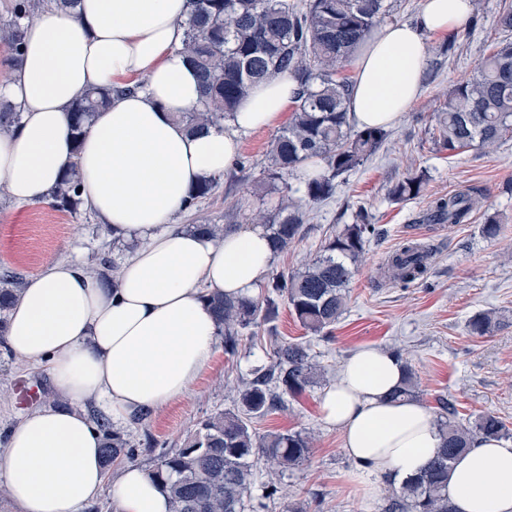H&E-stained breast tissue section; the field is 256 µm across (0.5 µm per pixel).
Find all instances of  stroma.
Returning a JSON list of instances; mask_svg holds the SVG:
<instances>
[{"mask_svg": "<svg viewBox=\"0 0 512 512\" xmlns=\"http://www.w3.org/2000/svg\"><path fill=\"white\" fill-rule=\"evenodd\" d=\"M503 2L482 0L476 24L457 40L445 35L430 38L428 60L436 68L424 70L420 97L389 127L387 139L361 167L337 179L332 198L307 207L303 235L274 258L271 272L298 271L330 235L352 223L358 210L368 213L377 233L349 284L347 309L329 334L310 333L288 303L280 302L276 318L258 336H242L236 354L216 351L187 396L131 427L129 441L138 465L152 467L162 453L180 447L202 420L236 410V389L255 359L284 340L309 344L327 374L301 396L286 397L285 409L254 422L261 436L302 432L314 438L310 460L301 469L274 473L257 467L251 489L255 512H286L292 504L305 512H384L388 498L398 491L396 480L381 477L373 498L355 496L346 481L351 463L344 453L343 435L321 415L322 393L334 382L344 360L362 346L401 354L415 373L417 400L431 416H438L441 401L447 400L455 404L457 419L464 425L492 412L512 428V140L490 154L448 153L432 142L440 99L468 77L500 39L497 19ZM275 134L271 128L243 137L239 155L243 170L219 178L198 217L220 224L229 210L256 207L253 184ZM421 169L429 175L421 196L406 202L389 197L393 184ZM468 186L486 193L470 223L427 221L432 200ZM490 215L502 225L496 239L482 233ZM194 217L180 212L173 221L183 228ZM412 238L433 251L424 280L405 288L385 283L381 273L387 255ZM125 254L123 244L113 242L110 230L86 207L70 214L46 201L19 206L0 196V272L10 270L28 278L60 257L96 267L120 262ZM490 309L505 319V326L491 336L472 335L469 319ZM22 378L41 385V404L51 402L54 390L47 368L31 366L0 344V443L28 412L19 405L15 391ZM268 483L279 488L270 499L264 489Z\"/></svg>", "mask_w": 512, "mask_h": 512, "instance_id": "35a3bbf8", "label": "stroma"}]
</instances>
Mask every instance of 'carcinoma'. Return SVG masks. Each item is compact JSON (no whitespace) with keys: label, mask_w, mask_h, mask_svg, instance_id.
Segmentation results:
<instances>
[{"label":"carcinoma","mask_w":512,"mask_h":512,"mask_svg":"<svg viewBox=\"0 0 512 512\" xmlns=\"http://www.w3.org/2000/svg\"><path fill=\"white\" fill-rule=\"evenodd\" d=\"M77 0H19L10 18L0 21V43L20 61L24 29L46 8L71 9ZM393 9L390 0H189L186 34L180 53L198 76L200 108L177 115L191 132L219 125L229 118L252 88L268 76L287 71L299 90L288 125L275 136L262 169L261 195L275 198L270 208H257L247 224H262L273 253L279 254L304 231L303 203L333 196L336 178L362 166L385 141L380 128L355 130L347 114L350 83L341 77L357 48L367 41ZM111 90L96 88L74 103L69 119L74 141H80L95 113L107 106ZM20 122L15 105L0 95V133ZM437 146L450 152L464 149L493 152L512 138V41L505 37L478 64L471 76L448 90L436 113ZM320 163L308 172L305 163ZM427 182L425 172H413L388 190L395 201L418 197ZM217 180L193 187L183 210L193 212L212 195ZM81 175L70 166L50 195L51 206L73 213L82 203ZM483 189L469 187L431 202L429 220L435 224H463L477 210ZM220 239L234 224L191 225ZM376 228L358 213L353 223L325 240L320 254L303 270L272 276L257 296L209 298L224 350L233 354L243 331L258 329L276 315L285 300L307 330L320 333L333 326L346 310L353 270ZM428 253L405 243L386 261L389 277L407 286L427 272ZM22 277L0 273V334L4 314L20 293ZM500 326L492 313H480L468 322L471 334L488 336ZM317 366L310 346L282 341L273 348L269 364L250 370L251 379L239 391V409L209 417L185 440L183 447L164 455L152 473L166 493L169 512H247L258 462L279 472L296 469L310 457L312 437L298 432L256 436L253 420L282 406L285 395H298L315 383ZM417 384L411 368L394 397L412 399ZM448 419L441 422V438L428 465L401 484L385 512H456L448 497V469L452 460L480 438L509 435L506 423L492 412L466 427L455 421L457 409L442 403ZM103 436L106 466L132 461L135 449L124 434L105 418L96 420Z\"/></svg>","instance_id":"carcinoma-1"}]
</instances>
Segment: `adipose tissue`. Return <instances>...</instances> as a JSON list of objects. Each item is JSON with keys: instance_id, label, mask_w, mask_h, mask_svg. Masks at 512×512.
<instances>
[{"instance_id": "adipose-tissue-1", "label": "adipose tissue", "mask_w": 512, "mask_h": 512, "mask_svg": "<svg viewBox=\"0 0 512 512\" xmlns=\"http://www.w3.org/2000/svg\"><path fill=\"white\" fill-rule=\"evenodd\" d=\"M187 0H78L48 10L25 29L22 61L4 91L21 113L0 134V186L19 204L48 198L70 164L81 197L132 248L102 276L61 259L29 278L12 305L5 345L47 364L61 406L26 414L0 445V476L18 512H81L104 485L115 512H169L150 470L124 466L106 483L101 434L87 408L127 422L183 398L210 364L219 334L205 297L255 295L274 259L258 224L217 241L176 229L191 187L233 169L242 135L275 126L293 104L285 72L258 83L219 127L190 133L175 114L201 104L198 80L180 52ZM470 0H422L416 23L388 22L356 53L351 120L389 127L422 91L431 35L465 26ZM143 82L144 91L126 94ZM93 87L113 89L81 141L68 110ZM403 362L364 347L342 365L321 398L326 423L342 430L357 491L372 475L418 474L440 445L418 401L391 400ZM457 512H512V446L478 441L448 472Z\"/></svg>"}]
</instances>
